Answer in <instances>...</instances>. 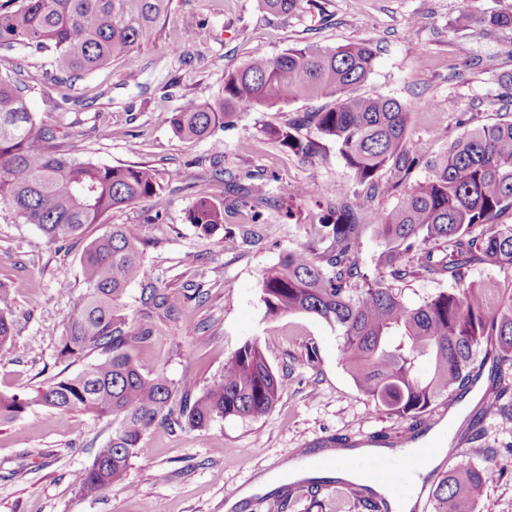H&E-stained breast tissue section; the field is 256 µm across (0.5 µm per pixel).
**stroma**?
I'll use <instances>...</instances> for the list:
<instances>
[{
  "mask_svg": "<svg viewBox=\"0 0 512 512\" xmlns=\"http://www.w3.org/2000/svg\"><path fill=\"white\" fill-rule=\"evenodd\" d=\"M477 13L512 7V0H303L278 17L258 0H172L163 32L142 41L133 57L140 76L127 78L124 63H111L67 88H49L39 57L0 53V75L21 72L30 111L55 124L77 156L111 166L148 164L159 170L162 190L154 198L112 211L83 237L48 243L35 225L0 205V286L15 322V351H0V394L28 392L54 377L78 372L82 362L58 360L66 319L85 291L80 257L90 239L112 225H126L147 240L143 277L124 297L133 325L148 323L147 342L132 354L146 374L161 373L205 386L226 357L259 340L277 374L288 377L272 411L254 421L223 418L207 428H151L146 454L125 478L96 497L73 490L74 471L87 466L112 435L110 421L79 412L29 411L0 427V512H367L362 485L312 482L285 488L279 475L303 462L323 438L336 434L356 442L386 434H412L411 422L388 415L366 400L339 360L336 330L319 318L296 313L271 317L261 300L263 271L287 251L306 245L309 227L326 209V192L351 187L358 203L392 210L403 193L429 175L426 161L447 150L464 128L490 124L512 113L504 97L512 83V29H457L463 6ZM193 22L194 35L181 30ZM369 41L378 56L374 71L355 87L358 95L381 93L413 103L407 147L421 160L396 192L367 197L335 147L307 160L268 140L264 125H284L326 100H299L244 113L215 139L184 142L169 118L190 98L214 99L225 71L256 56L273 57L305 43L336 47ZM126 137L112 138L110 129ZM264 179L270 202L260 215L224 191L226 176ZM224 203V226L247 234L245 244L225 247L222 237L200 238L187 213L200 185ZM304 199L285 206L290 186ZM69 284L62 292L61 284ZM161 288L165 307L142 302L144 285ZM468 460L481 464L486 451L512 442V420L484 422L464 437ZM263 492L242 497L258 478Z\"/></svg>",
  "mask_w": 512,
  "mask_h": 512,
  "instance_id": "stroma-1",
  "label": "stroma"
}]
</instances>
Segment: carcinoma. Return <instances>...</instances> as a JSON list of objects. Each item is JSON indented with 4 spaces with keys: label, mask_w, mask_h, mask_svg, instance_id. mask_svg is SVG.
Listing matches in <instances>:
<instances>
[{
    "label": "carcinoma",
    "mask_w": 512,
    "mask_h": 512,
    "mask_svg": "<svg viewBox=\"0 0 512 512\" xmlns=\"http://www.w3.org/2000/svg\"><path fill=\"white\" fill-rule=\"evenodd\" d=\"M301 0H259L266 11L287 16ZM171 0H3L0 51L48 58L50 81L69 78L114 61H128L135 47L161 31ZM512 28V10L490 14L460 12L459 28ZM375 53L367 42L336 48L305 44L274 58L259 56L224 72L222 94L189 99L172 114L174 134L184 141L211 139L242 113L298 100L330 98L333 105L306 112L264 133L305 159L332 143L369 195L396 188L394 178L420 165L406 148L412 105L352 88L372 73ZM441 157L426 164L430 174L389 212L363 209L356 217L347 186L328 189L331 202L311 225L305 247L286 253L259 279L261 299L271 316L313 314L338 331L339 359L366 399L387 414L418 421L453 389L468 388L489 368L501 411L512 415V281L505 287L468 279L475 263L512 269V224L499 222L512 209V118L469 127ZM157 170L145 164L108 166L81 159L63 148L56 128L30 112L20 83L0 76V204L35 225L48 242L81 237L114 210L159 194ZM228 192L260 216L268 203L267 184L231 182ZM187 218L202 238L224 229V202L209 185L198 188ZM372 226L382 240L376 275L361 272L362 230ZM420 271L446 276L455 288L418 305L403 298L388 280L413 274L402 257L421 244ZM143 241L123 224L85 247L81 270L85 292L68 316L58 358L98 359L76 374L59 376L37 389L0 395V425L34 409L81 411L112 421V436L96 449L91 464L75 472L83 497H96L122 480L145 453V434L155 425L184 424L203 429L217 418L255 420L276 405L283 380L254 340L228 356L221 374L197 388L163 374H143L131 344L151 337L145 324L132 328L121 304L127 289L142 279ZM14 322L0 307V350L12 347ZM432 372L421 376L420 364ZM498 452L481 465L461 461L439 477L431 491L432 512H478L477 491L499 474Z\"/></svg>",
    "instance_id": "1"
}]
</instances>
